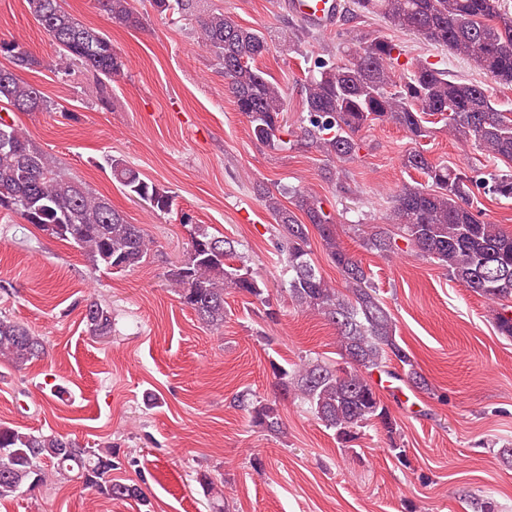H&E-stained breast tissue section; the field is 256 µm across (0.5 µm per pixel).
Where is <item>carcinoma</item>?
Instances as JSON below:
<instances>
[{
	"label": "carcinoma",
	"instance_id": "obj_1",
	"mask_svg": "<svg viewBox=\"0 0 512 512\" xmlns=\"http://www.w3.org/2000/svg\"><path fill=\"white\" fill-rule=\"evenodd\" d=\"M29 13L59 49V68L81 66L95 80L101 105H108L107 85L125 67L122 54L109 36L68 12L63 0H26ZM199 0H151L159 12L195 17L202 47L228 80L237 111L250 123L254 139L271 148L288 145L283 89L256 66L270 50L260 28L242 26L221 11L197 12ZM114 23L142 25L132 0H98ZM352 12L379 16L391 26L424 42L474 61L498 86L512 89V8L506 0H354ZM401 50L385 39L353 44L350 60L318 57L300 84L306 125L301 140L321 152L331 165L325 179L344 189V170L334 162L353 159L358 133L376 122L402 128L413 141L429 134L436 117L463 142H474L494 158L512 164V113L494 107L488 89L449 77L430 62L419 61L395 75ZM0 56L10 66L0 67V100L17 112H48L43 92L21 77V72L43 66L16 41H0ZM112 178L131 197L156 213H168L176 196L153 182L119 156H108ZM403 167L427 178V186H404L396 195L387 223L365 232L363 247L388 257L411 251L444 266L451 278L468 290L501 301L494 316L499 335L512 339V234L482 220L474 210L473 186L494 198L512 199V173L492 174L478 181L467 172L435 161L412 148ZM256 192L275 220L273 239L284 256L287 278L282 290L302 311L323 318L336 329L341 362L321 360L285 367L271 362L275 387L283 398H297L347 448L361 428L375 421L388 436L396 434V420L371 380L374 373L408 383L424 393L433 391L409 353L396 338V324L361 262L338 240L334 217L314 195L295 191L291 206L259 184ZM0 210L20 214L29 224L71 241L96 268L126 271L139 266L153 240L137 224L129 223L107 197L70 176L56 159L32 144L12 121L0 116ZM306 221H301L299 215ZM315 229L345 286L337 289L323 277L309 250ZM239 258V264L227 260ZM182 303L204 324L224 325V293L232 289L270 306L266 283L238 256L235 242L209 232L203 224L190 229V246L183 260L170 270ZM84 320L95 337L112 334V307L86 300ZM39 337L21 322L0 316V360L14 366L44 356ZM397 364L399 371L390 369ZM255 426L281 433L276 405L242 391L233 398ZM51 463L45 469V463ZM121 461L107 445L94 449L60 434L21 432L0 428V499L16 492H33L53 473L71 478L114 499L145 498L134 483L112 479Z\"/></svg>",
	"mask_w": 512,
	"mask_h": 512
}]
</instances>
